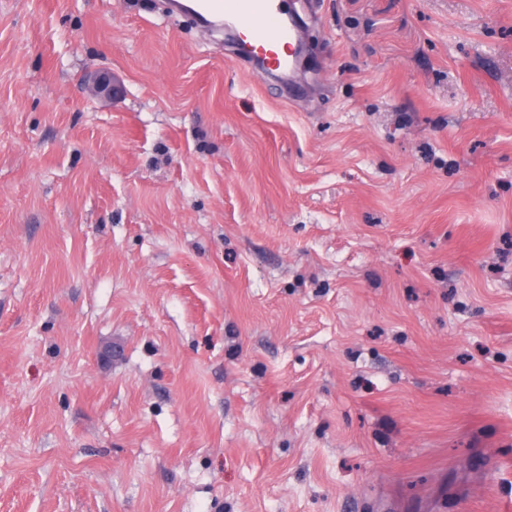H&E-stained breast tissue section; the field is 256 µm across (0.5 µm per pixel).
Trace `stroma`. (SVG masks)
<instances>
[{
	"mask_svg": "<svg viewBox=\"0 0 512 512\" xmlns=\"http://www.w3.org/2000/svg\"><path fill=\"white\" fill-rule=\"evenodd\" d=\"M290 2L0 0V512H512V0ZM286 1L194 0L192 10L208 22L224 19L234 23L240 39L253 57L263 61L265 67L283 70L291 63L289 48L298 38ZM281 48L284 53L280 52ZM83 87L90 97L110 102L119 98L123 92L122 84L108 70L87 74Z\"/></svg>",
	"mask_w": 512,
	"mask_h": 512,
	"instance_id": "stroma-1",
	"label": "stroma"
}]
</instances>
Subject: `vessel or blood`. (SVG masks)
Wrapping results in <instances>:
<instances>
[{"mask_svg":"<svg viewBox=\"0 0 512 512\" xmlns=\"http://www.w3.org/2000/svg\"><path fill=\"white\" fill-rule=\"evenodd\" d=\"M192 9L203 20L234 23L243 44L266 66L283 70L290 65L288 50L298 30L286 0H194Z\"/></svg>","mask_w":512,"mask_h":512,"instance_id":"b4317fda","label":"vessel or blood"}]
</instances>
